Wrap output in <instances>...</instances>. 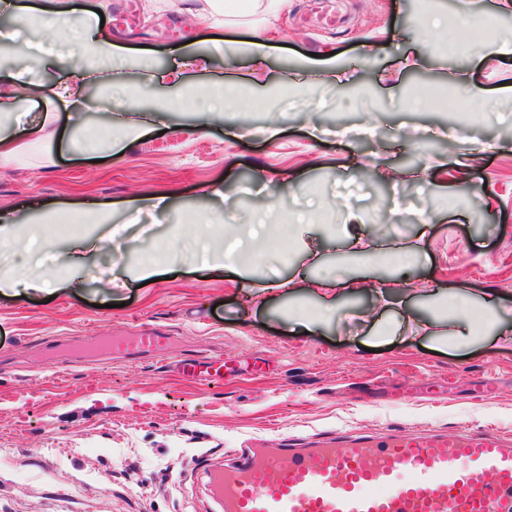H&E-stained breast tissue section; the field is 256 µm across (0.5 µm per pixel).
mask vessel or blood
Wrapping results in <instances>:
<instances>
[{"label": "vessel or blood", "instance_id": "1", "mask_svg": "<svg viewBox=\"0 0 512 512\" xmlns=\"http://www.w3.org/2000/svg\"><path fill=\"white\" fill-rule=\"evenodd\" d=\"M168 341L141 329L110 337L104 352L160 355ZM171 367L201 384L224 379L218 355H184ZM404 470L410 478L402 482ZM209 479L220 512H512V438L400 427L271 439L240 449Z\"/></svg>", "mask_w": 512, "mask_h": 512}]
</instances>
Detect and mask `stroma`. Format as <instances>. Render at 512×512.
Masks as SVG:
<instances>
[{"instance_id":"obj_1","label":"stroma","mask_w":512,"mask_h":512,"mask_svg":"<svg viewBox=\"0 0 512 512\" xmlns=\"http://www.w3.org/2000/svg\"><path fill=\"white\" fill-rule=\"evenodd\" d=\"M70 2L67 27L102 9L130 63L111 86H88L77 128L59 109L53 149L32 145L0 167L1 213L63 217L50 242L59 259L41 269L60 288L0 294V512H218L208 469L248 440L383 426L512 435V339L492 330L458 341L454 313L420 288L466 297L476 312L496 295L512 329V144L499 136L512 128V57L441 51L415 0H288L259 75L222 47L246 37L244 13L213 29L200 20L208 0ZM0 29L12 51L0 69L64 78L39 68L37 50L65 54L77 40L11 15ZM195 53L213 62L188 71V84L242 92L223 119L162 110L174 91L147 80ZM315 54L336 83L312 84ZM131 90L146 116L132 134ZM418 90L463 94L469 114L414 111L406 102ZM91 133L111 134L116 149L90 145ZM450 142L466 167L445 153ZM160 193L169 205L152 208ZM103 207L106 247L101 227L73 224ZM314 209L318 239L259 251L238 274L185 248L211 222L247 224L262 211L278 224ZM352 211L384 253L411 246V264L341 248L330 228ZM142 255L161 269L155 282L139 277ZM301 265L358 287L329 314L305 282L266 289ZM141 328L170 336L166 358L219 354L238 375L207 386L177 379L165 359L79 352Z\"/></svg>"}]
</instances>
